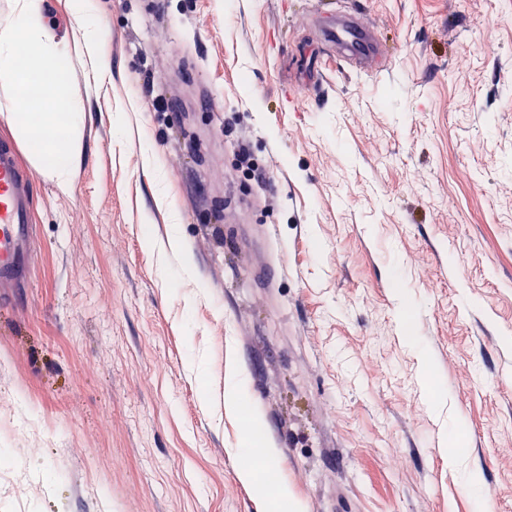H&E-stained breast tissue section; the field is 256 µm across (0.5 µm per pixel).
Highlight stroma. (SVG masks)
Segmentation results:
<instances>
[{"label":"stroma","instance_id":"obj_1","mask_svg":"<svg viewBox=\"0 0 512 512\" xmlns=\"http://www.w3.org/2000/svg\"><path fill=\"white\" fill-rule=\"evenodd\" d=\"M98 6L112 79L70 48L92 114L70 195L18 149L35 232L0 301V512H281L248 466L304 512H512V0ZM338 8L383 65L310 85ZM247 385L244 372L236 366H228L225 374L224 410L229 416L238 413L247 392Z\"/></svg>","mask_w":512,"mask_h":512}]
</instances>
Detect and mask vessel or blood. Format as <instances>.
Here are the masks:
<instances>
[{
    "label": "vessel or blood",
    "instance_id": "1",
    "mask_svg": "<svg viewBox=\"0 0 512 512\" xmlns=\"http://www.w3.org/2000/svg\"><path fill=\"white\" fill-rule=\"evenodd\" d=\"M326 36L359 60L374 55L379 46L377 30L349 12L328 25ZM32 229L30 190L19 154L11 144L0 142V286L13 285L28 264Z\"/></svg>",
    "mask_w": 512,
    "mask_h": 512
}]
</instances>
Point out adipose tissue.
Here are the masks:
<instances>
[{
  "instance_id": "ef3b65f1",
  "label": "adipose tissue",
  "mask_w": 512,
  "mask_h": 512,
  "mask_svg": "<svg viewBox=\"0 0 512 512\" xmlns=\"http://www.w3.org/2000/svg\"><path fill=\"white\" fill-rule=\"evenodd\" d=\"M77 21L74 39L90 66L94 83L111 79V64L102 53L103 35L95 0H69ZM68 46L57 40L47 24L40 0H8L0 20V88L11 102H18L29 83L23 60L40 64L51 75L46 93L32 112L11 113L17 139L31 148L33 167L56 190L69 194L73 184V158L87 114L79 101L66 95L61 80Z\"/></svg>"
}]
</instances>
